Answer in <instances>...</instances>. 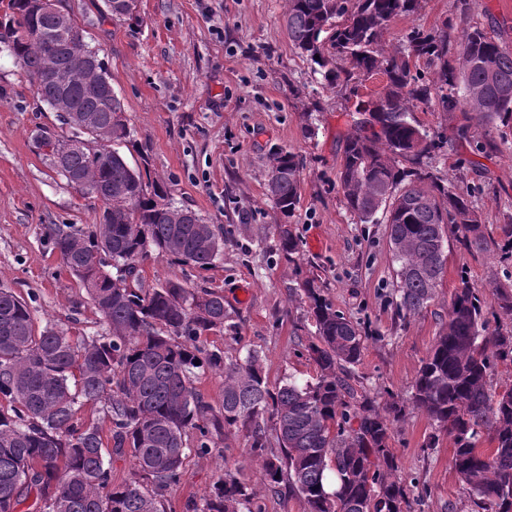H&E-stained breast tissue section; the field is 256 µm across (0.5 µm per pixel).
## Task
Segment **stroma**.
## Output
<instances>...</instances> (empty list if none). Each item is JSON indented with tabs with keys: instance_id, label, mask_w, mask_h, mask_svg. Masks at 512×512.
<instances>
[{
	"instance_id": "stroma-1",
	"label": "stroma",
	"mask_w": 512,
	"mask_h": 512,
	"mask_svg": "<svg viewBox=\"0 0 512 512\" xmlns=\"http://www.w3.org/2000/svg\"><path fill=\"white\" fill-rule=\"evenodd\" d=\"M63 7L100 48L124 104L131 141L121 154L134 166L148 161L150 177L165 184L176 205L224 231L223 254L211 268L154 254L140 267L146 284L177 278L223 294L234 326L203 337V344L229 356L260 350L267 377L277 384L291 375L302 381L316 375L304 349L314 321L300 288L303 280H315L365 338L351 385L378 404L392 398L406 404L389 446L398 476L422 498L421 512H478L452 468L451 439L436 434L409 399L448 318L451 294L466 282L491 295L495 284L512 283V265L499 263L496 250L466 249L447 233L435 299L419 314L398 315L388 227L360 223L338 188L353 105L358 94L379 92L384 76L327 86L288 39L285 0H138L136 26L110 16L104 0H63ZM467 22L499 33L512 50V0H478L467 16L461 0H422L416 13L395 22L386 43L394 50L410 28L446 24L456 33ZM413 116L421 128L447 138L431 160L435 174L462 194L481 187L474 204L487 234L503 242L502 227L512 222V142L481 153L457 135L462 111L449 116L420 103ZM41 128L56 134L60 124L15 59L1 51L0 284L30 304L38 325L91 335L100 329L99 316L43 227L98 223L100 204L50 168L36 142ZM274 147L303 161L290 224L300 243L293 262L277 250L281 218L267 195V156ZM433 434L439 442L430 449ZM228 460L241 462V477L256 488L263 512H304L293 491L266 488L240 433L226 434L209 456L189 455L181 482L167 494L172 512L200 501Z\"/></svg>"
}]
</instances>
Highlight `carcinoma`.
Wrapping results in <instances>:
<instances>
[{"instance_id":"cac0c4a2","label":"carcinoma","mask_w":512,"mask_h":512,"mask_svg":"<svg viewBox=\"0 0 512 512\" xmlns=\"http://www.w3.org/2000/svg\"><path fill=\"white\" fill-rule=\"evenodd\" d=\"M422 0H287L288 39L330 86L353 76H385L374 99L359 100L357 118L343 139L339 187L347 209L364 224H389V244L399 266L398 311L421 312L435 298L445 268V229L464 245L484 250L488 241L470 197L441 180L430 165L446 140L420 128L418 103L453 114L462 84L469 124L512 132V52L498 36L470 25L454 40L444 23L413 28L405 49L390 51L386 36ZM0 44L18 61L36 93L57 113L84 150L51 168L68 186L96 195L100 222L46 224L45 237L84 288L101 331L75 339L56 324L35 328L29 303L0 285V512H21L35 497V512H167V492L182 478L185 458L207 456L227 432H241L248 456L259 462L273 491L298 493L305 512H416L409 487L395 476L389 448L392 425L403 415L396 402L381 407L348 383L364 339L315 281L302 282L315 323L306 346L318 368L315 382L270 385L262 352L233 358L209 350L201 337L221 331L229 315L224 296L166 279L147 286L139 263L153 250L206 270L220 258L223 231L179 207L166 188L144 177L114 145L131 130L117 94L89 96L85 88L109 78L104 61L75 66L89 47L69 18L39 11L36 0H0ZM116 15L138 25L137 0H117ZM349 69L336 66V59ZM424 59L435 78L412 73ZM303 163L289 150L269 153L267 188L284 219L299 202ZM278 250L295 261L298 238L279 225ZM492 315L512 317V288L492 292ZM497 362L512 364V331L489 329L487 301L470 286L456 289L446 321L417 373L411 393L453 441L452 467L482 512H512V389H488ZM224 375L221 403L196 391L199 373ZM85 402L100 405L112 428L113 448L129 449L131 477L112 482L101 430L77 423ZM224 466L202 506L190 512H262L256 492Z\"/></svg>"}]
</instances>
